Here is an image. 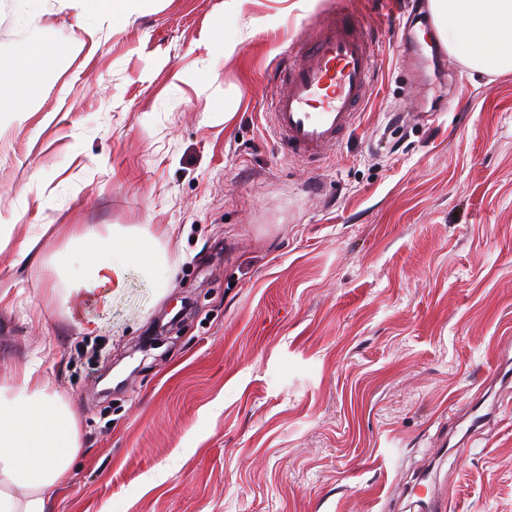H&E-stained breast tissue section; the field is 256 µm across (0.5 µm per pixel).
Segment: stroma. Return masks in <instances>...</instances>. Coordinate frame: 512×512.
Here are the masks:
<instances>
[{
    "label": "stroma",
    "mask_w": 512,
    "mask_h": 512,
    "mask_svg": "<svg viewBox=\"0 0 512 512\" xmlns=\"http://www.w3.org/2000/svg\"><path fill=\"white\" fill-rule=\"evenodd\" d=\"M425 55L430 125L395 47L353 132L319 165L279 152L266 91L338 6L145 0L30 77L20 46L80 36L75 0L19 23L0 0V220L48 256L71 224H150L180 264L131 270L104 330L61 309L37 262L0 254V361L38 357L81 427L51 512H410L431 472L451 512H512V408L438 445L512 337V72Z\"/></svg>",
    "instance_id": "stroma-1"
}]
</instances>
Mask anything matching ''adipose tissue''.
I'll list each match as a JSON object with an SVG mask.
<instances>
[{
    "mask_svg": "<svg viewBox=\"0 0 512 512\" xmlns=\"http://www.w3.org/2000/svg\"><path fill=\"white\" fill-rule=\"evenodd\" d=\"M93 23L81 38L56 46L57 55L96 39L104 22L138 14L142 0H78ZM436 28L449 51L473 70L512 72V0H429ZM84 265L73 273L71 259ZM55 278H68L63 304L79 299L109 309L127 286L131 269L174 271L159 236L137 226L79 224L65 247L45 262ZM38 359L13 364L0 375V512H49L71 478L81 441L78 416L49 387Z\"/></svg>",
    "mask_w": 512,
    "mask_h": 512,
    "instance_id": "1",
    "label": "adipose tissue"
}]
</instances>
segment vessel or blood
Wrapping results in <instances>:
<instances>
[{
  "instance_id": "1",
  "label": "vessel or blood",
  "mask_w": 512,
  "mask_h": 512,
  "mask_svg": "<svg viewBox=\"0 0 512 512\" xmlns=\"http://www.w3.org/2000/svg\"><path fill=\"white\" fill-rule=\"evenodd\" d=\"M406 32V25L388 14L373 28L345 11L316 21L297 51L288 52L273 88L267 119L280 150L312 163L339 144L356 126L377 81L380 38L396 40ZM490 373L502 386L500 398L511 397L512 341L500 343L499 361ZM496 412V407L479 400L463 418L474 430ZM417 504L421 512H446L448 492L432 487Z\"/></svg>"
}]
</instances>
